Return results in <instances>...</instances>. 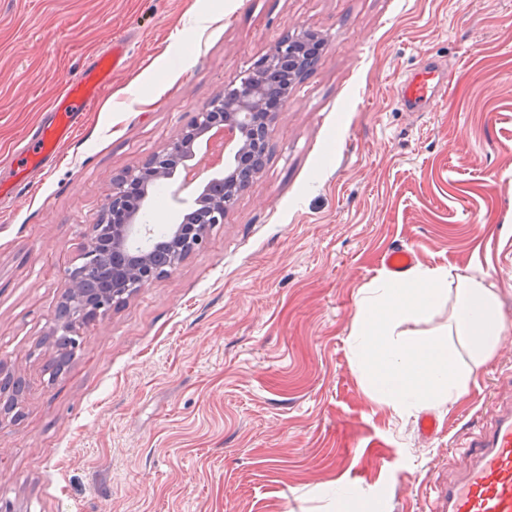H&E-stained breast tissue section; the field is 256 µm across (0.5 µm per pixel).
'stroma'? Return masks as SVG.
Returning a JSON list of instances; mask_svg holds the SVG:
<instances>
[{"label":"stroma","mask_w":512,"mask_h":512,"mask_svg":"<svg viewBox=\"0 0 512 512\" xmlns=\"http://www.w3.org/2000/svg\"><path fill=\"white\" fill-rule=\"evenodd\" d=\"M302 30L321 50L263 171L201 250L82 326L50 378L113 177ZM122 36L124 69L14 191L11 153ZM432 60L433 111H401L400 80ZM0 185V365L24 386L21 419L0 420L14 512H425L437 466L512 393V0H0ZM400 244L421 268L483 267L506 320L429 437L365 393L347 342Z\"/></svg>","instance_id":"obj_1"}]
</instances>
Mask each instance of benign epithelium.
I'll return each instance as SVG.
<instances>
[{
    "label": "benign epithelium",
    "instance_id": "benign-epithelium-1",
    "mask_svg": "<svg viewBox=\"0 0 512 512\" xmlns=\"http://www.w3.org/2000/svg\"><path fill=\"white\" fill-rule=\"evenodd\" d=\"M310 38L303 33L295 38L297 47L289 46L284 39L276 41L268 53L244 72L224 93L211 100L197 113L190 124L179 130L175 138L160 152L148 157L140 167L117 175L112 181V193L107 198L106 209L109 223L104 231L94 235L88 243L82 264L69 273V284L65 289L64 302L78 309V313L55 329V335L70 337V345L78 346L76 336L80 327L88 320L102 314L108 307L107 296H96L94 290L85 287V269L110 261L112 254L125 252L127 247L142 236L146 225L140 221L141 210L133 206L131 189L140 188L142 195L148 194L153 180H170L189 169L195 159L193 146L212 130L224 133V145L229 147L224 154V167L217 175L223 179L224 191L232 196L214 195L204 189L196 202H207L206 209L195 224L173 225L171 236L176 253L171 255L169 267L173 268L186 256L202 248L207 239V229L214 224L224 223V216L233 203V197L245 191L239 186L244 176L242 169L260 162L267 153L272 113L265 111L267 98L261 83L259 71L278 63H289V68L306 70L313 58L304 54L302 43ZM159 277L153 256L139 253L129 256V264L112 271V290L130 285L143 288ZM14 377L0 371V416L5 415L6 400L19 398L12 391Z\"/></svg>",
    "mask_w": 512,
    "mask_h": 512
}]
</instances>
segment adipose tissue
I'll return each instance as SVG.
<instances>
[{
	"label": "adipose tissue",
	"instance_id": "ef3b65f1",
	"mask_svg": "<svg viewBox=\"0 0 512 512\" xmlns=\"http://www.w3.org/2000/svg\"><path fill=\"white\" fill-rule=\"evenodd\" d=\"M447 305L449 325L431 328ZM504 330L488 272L419 268L364 288L348 340L367 392L402 418L455 402Z\"/></svg>",
	"mask_w": 512,
	"mask_h": 512
}]
</instances>
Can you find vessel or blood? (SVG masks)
Listing matches in <instances>:
<instances>
[{
	"instance_id": "b4317fda",
	"label": "vessel or blood",
	"mask_w": 512,
	"mask_h": 512,
	"mask_svg": "<svg viewBox=\"0 0 512 512\" xmlns=\"http://www.w3.org/2000/svg\"><path fill=\"white\" fill-rule=\"evenodd\" d=\"M128 43L113 40L92 57L82 73L69 82L48 108L47 122L30 129L13 158L19 186H27L29 171L50 167L61 148L82 124L86 112L111 83L127 55ZM447 81L441 64L431 62L411 73L400 84L398 101L405 111H432ZM412 246L385 252L382 264L400 275L414 264ZM467 462L452 477H437L427 512H512V398L497 399L489 427L473 436L467 445Z\"/></svg>"
}]
</instances>
